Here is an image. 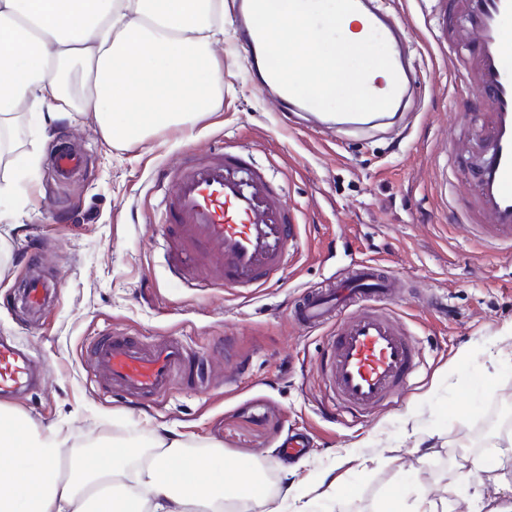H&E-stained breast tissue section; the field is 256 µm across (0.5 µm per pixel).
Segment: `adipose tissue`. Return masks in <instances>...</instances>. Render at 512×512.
Listing matches in <instances>:
<instances>
[{"instance_id":"1","label":"adipose tissue","mask_w":512,"mask_h":512,"mask_svg":"<svg viewBox=\"0 0 512 512\" xmlns=\"http://www.w3.org/2000/svg\"><path fill=\"white\" fill-rule=\"evenodd\" d=\"M305 16L307 28L294 24ZM283 56L311 44L308 85L344 106L389 81L384 57L356 67L354 50L370 38L362 15L345 0H282L267 20ZM224 33V0H0V197L15 193L12 171L35 168L21 127L50 135L74 107L49 74L54 62L80 68L82 112L111 144L189 125L215 109L224 65L213 54ZM333 70L336 79L318 83ZM0 512H224L228 501L250 512H280L258 492L261 467L192 455L179 436L157 437L148 461L133 464L120 448L63 457L60 443L22 413L0 407Z\"/></svg>"}]
</instances>
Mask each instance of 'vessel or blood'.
Wrapping results in <instances>:
<instances>
[{
	"instance_id": "obj_1",
	"label": "vessel or blood",
	"mask_w": 512,
	"mask_h": 512,
	"mask_svg": "<svg viewBox=\"0 0 512 512\" xmlns=\"http://www.w3.org/2000/svg\"><path fill=\"white\" fill-rule=\"evenodd\" d=\"M367 10L375 29L394 38L389 14L371 0H349ZM465 31L474 47L469 82L486 99L488 148L467 184L464 205L480 255L512 253V43L504 24L512 20V0H461ZM272 0H250L239 8L241 43L251 62L261 63L268 82L281 89L282 101L296 111H317L320 92L295 85L287 62L264 26ZM388 91L372 104L391 111L408 93L409 77L391 65ZM173 189L159 204L166 240L179 257L174 273L190 288L252 291L277 281L299 246L288 201L266 170L249 165L238 152L193 155L170 172ZM395 280L371 260L360 261L330 288L306 294L298 310L301 323L328 327L327 357L321 366L325 384L343 413H368L404 389L418 365L413 339L390 305ZM87 355L98 376L113 388L142 399H157L172 387L191 360L179 340L143 346L111 333L90 342ZM31 379L28 354L0 344V397L17 394Z\"/></svg>"
}]
</instances>
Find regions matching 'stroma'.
I'll use <instances>...</instances> for the list:
<instances>
[{"mask_svg": "<svg viewBox=\"0 0 512 512\" xmlns=\"http://www.w3.org/2000/svg\"><path fill=\"white\" fill-rule=\"evenodd\" d=\"M400 28L415 96L397 123L315 131L317 115L284 112L236 46L224 7V90L193 127L170 126L141 141L108 144L83 116L51 139L25 130L43 153L0 198V341L30 355L39 387L12 407L66 440L149 442L169 429L226 460L263 463L274 500L305 496L314 512H381L419 490L448 512H481L512 464L490 446L512 433V255L480 258L451 206L460 158L475 160L486 104L454 68L448 37L464 38L458 0H384ZM82 152L84 168L60 178L56 150ZM241 151L278 181L300 223L301 245L279 282L249 295L184 287L170 274L158 187L184 151ZM381 260L402 291L393 308L421 365L408 390L362 418L336 421L314 369L326 332L294 316L300 293ZM58 284L40 312L21 301L31 273ZM121 333L155 345L178 339L204 361V385L176 379L147 403L108 391L86 357L89 342ZM307 448L286 454L290 441ZM484 466L479 481L455 463L460 440ZM368 459L366 469L348 457ZM339 477L325 493V475Z\"/></svg>", "mask_w": 512, "mask_h": 512, "instance_id": "35a3bbf8", "label": "stroma"}]
</instances>
